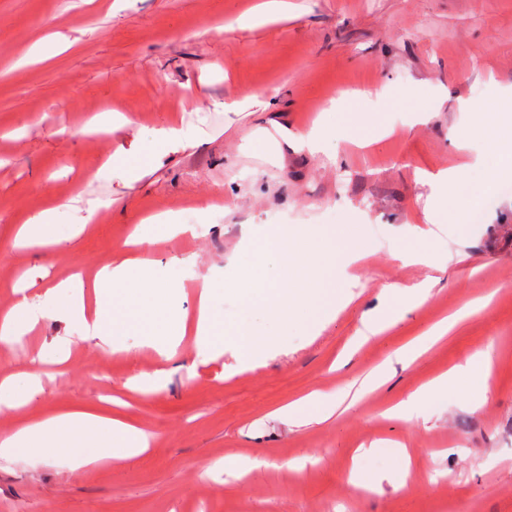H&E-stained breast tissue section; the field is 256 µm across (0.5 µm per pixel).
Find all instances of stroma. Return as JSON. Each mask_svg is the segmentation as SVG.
I'll return each instance as SVG.
<instances>
[{
    "mask_svg": "<svg viewBox=\"0 0 512 512\" xmlns=\"http://www.w3.org/2000/svg\"><path fill=\"white\" fill-rule=\"evenodd\" d=\"M113 2L0 0V310L32 265L48 269L41 292L78 270L92 279L158 212L207 227L152 231V256L184 285L180 307L190 316L194 278L224 266L243 225L359 224L367 248L344 284L349 306L320 335L293 333L253 368L229 351L200 357L189 339L167 363L149 348L131 359L81 344L65 365H46L27 415L100 410L109 394L115 413L155 441L115 466L0 459V512H512V207L465 239L424 214L430 176L482 153L478 142L464 151L451 143V132L472 124L466 102L512 85V0H290V20L234 32L227 24L258 0H125L119 10ZM49 34L68 49L19 67ZM257 93L274 108L224 112V100ZM333 100L336 123L353 132L325 149L278 158L247 147L246 135L272 121L289 136L307 133ZM107 106L132 126L85 133ZM418 106L426 120L416 119ZM168 126L182 130L186 148L162 153L153 132ZM377 132L378 142L358 144ZM121 145L163 159L129 184L105 166ZM73 198L99 206L83 234L58 248L13 247V225ZM419 284L416 309L357 343L366 314ZM470 304L476 315L402 363L411 340ZM67 335L64 323L44 320L0 349V376L29 369L41 347ZM482 350L494 356L482 407L466 394L414 401ZM162 366L169 375L158 392L126 389L131 376ZM312 392L333 404L329 419L276 417ZM401 403L405 415L389 416ZM400 446L411 456L402 489ZM238 455L267 466L201 477L202 466Z\"/></svg>",
    "mask_w": 512,
    "mask_h": 512,
    "instance_id": "stroma-1",
    "label": "stroma"
}]
</instances>
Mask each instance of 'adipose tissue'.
Wrapping results in <instances>:
<instances>
[{
  "label": "adipose tissue",
  "mask_w": 512,
  "mask_h": 512,
  "mask_svg": "<svg viewBox=\"0 0 512 512\" xmlns=\"http://www.w3.org/2000/svg\"><path fill=\"white\" fill-rule=\"evenodd\" d=\"M472 110L477 114L475 123L468 132L455 134L454 140L463 148L468 139H478L485 152L470 166L467 177L453 171L436 177L433 205L426 215L431 224L443 219L455 224L463 238L470 235L476 218H490L495 204L503 200V187L512 186V88L474 103ZM61 212L56 205L13 227L14 245L62 244L65 236L79 235L96 217L95 212H87L64 236L58 230ZM152 243L149 234L133 233L123 244V258L99 269L89 284L76 274L40 293L36 286L42 271L37 266L29 269L14 288L13 303L0 312V345H16L42 320L53 319L75 329L81 342H98L110 351L129 354L133 348L125 341L124 329L131 316L140 315L153 323L142 343L159 356L172 358L190 334L197 347L206 350L211 346L214 299L220 290L242 295L273 321L317 336L335 319L337 307L350 303L342 281L364 248L358 224H271L259 240L252 231H245L240 251L253 255L250 271L220 280L198 278L197 314L190 319L177 303L179 289L170 286L163 268L150 259ZM277 344L274 332L245 323L236 331L230 349L246 367L257 365ZM490 371L489 352H476L464 365L425 385L416 398L430 404L452 392L486 389ZM41 390L35 369L1 378L0 415L23 414ZM153 441L151 432L125 417L67 410L26 418L0 431V459L62 458L81 469L105 460H134Z\"/></svg>",
  "instance_id": "1"
}]
</instances>
